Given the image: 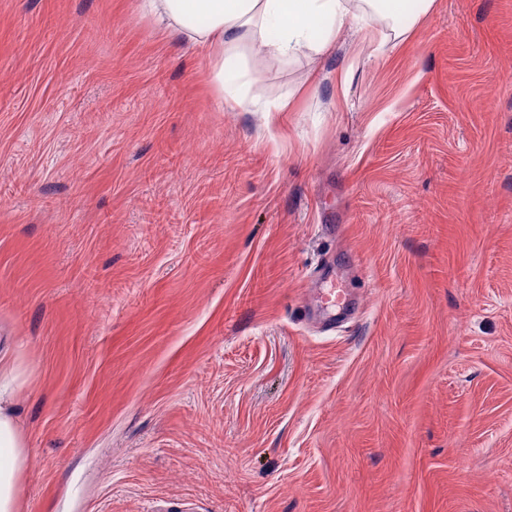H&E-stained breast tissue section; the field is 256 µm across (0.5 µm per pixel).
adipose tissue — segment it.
<instances>
[{
	"label": "adipose tissue",
	"instance_id": "1",
	"mask_svg": "<svg viewBox=\"0 0 512 512\" xmlns=\"http://www.w3.org/2000/svg\"><path fill=\"white\" fill-rule=\"evenodd\" d=\"M434 0H139L173 41L203 48L211 79L225 103L243 105L251 80L232 63L248 46L266 64L320 57L344 29L367 18L382 39L399 38L393 21L406 10L427 13ZM25 371L17 358L0 355V512H19L27 451L16 412Z\"/></svg>",
	"mask_w": 512,
	"mask_h": 512
}]
</instances>
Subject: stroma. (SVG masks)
Listing matches in <instances>:
<instances>
[{"label":"stroma","mask_w":512,"mask_h":512,"mask_svg":"<svg viewBox=\"0 0 512 512\" xmlns=\"http://www.w3.org/2000/svg\"><path fill=\"white\" fill-rule=\"evenodd\" d=\"M239 63L0 0L20 512H512V0Z\"/></svg>","instance_id":"stroma-1"}]
</instances>
